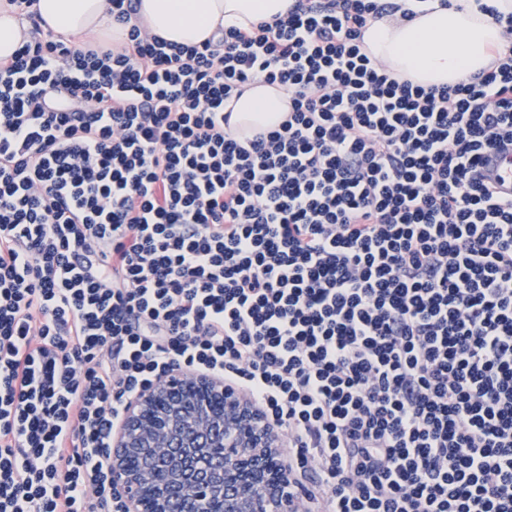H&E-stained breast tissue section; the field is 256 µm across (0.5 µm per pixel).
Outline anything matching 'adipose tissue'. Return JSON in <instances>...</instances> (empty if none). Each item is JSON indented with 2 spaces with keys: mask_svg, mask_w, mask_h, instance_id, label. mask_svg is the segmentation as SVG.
I'll list each match as a JSON object with an SVG mask.
<instances>
[{
  "mask_svg": "<svg viewBox=\"0 0 512 512\" xmlns=\"http://www.w3.org/2000/svg\"><path fill=\"white\" fill-rule=\"evenodd\" d=\"M293 0H139L134 22L150 33L179 44L212 37L217 25L246 26L259 18L285 16ZM107 0H37L43 29L93 40L120 39ZM503 29L466 0L437 8L409 23L385 18L370 22L364 33L368 52L394 73L423 85L442 86L488 68L489 48L504 44ZM235 134L244 128H271L288 111V97L276 86L252 83L233 104Z\"/></svg>",
  "mask_w": 512,
  "mask_h": 512,
  "instance_id": "obj_1",
  "label": "adipose tissue"
}]
</instances>
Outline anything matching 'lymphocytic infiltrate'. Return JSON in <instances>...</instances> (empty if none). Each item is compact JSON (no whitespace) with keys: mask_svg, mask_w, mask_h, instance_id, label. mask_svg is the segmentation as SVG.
Listing matches in <instances>:
<instances>
[{"mask_svg":"<svg viewBox=\"0 0 512 512\" xmlns=\"http://www.w3.org/2000/svg\"><path fill=\"white\" fill-rule=\"evenodd\" d=\"M429 2L186 45L108 0L121 46L0 59V512H124L112 430L172 369L261 408L322 512H512V12L474 0L505 44L423 86L363 32ZM257 80L288 116L234 137Z\"/></svg>","mask_w":512,"mask_h":512,"instance_id":"lymphocytic-infiltrate-1","label":"lymphocytic infiltrate"}]
</instances>
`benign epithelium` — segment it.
<instances>
[{
    "instance_id": "benign-epithelium-1",
    "label": "benign epithelium",
    "mask_w": 512,
    "mask_h": 512,
    "mask_svg": "<svg viewBox=\"0 0 512 512\" xmlns=\"http://www.w3.org/2000/svg\"><path fill=\"white\" fill-rule=\"evenodd\" d=\"M125 512H295L278 431L210 374L180 369L126 403L112 436Z\"/></svg>"
}]
</instances>
